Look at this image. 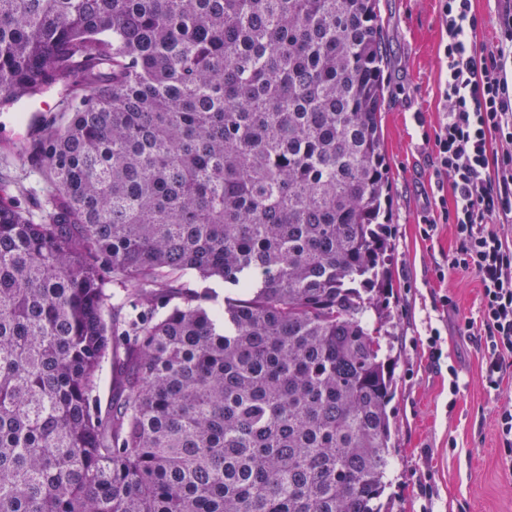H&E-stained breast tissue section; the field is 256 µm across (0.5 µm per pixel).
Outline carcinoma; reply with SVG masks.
I'll return each instance as SVG.
<instances>
[{
  "label": "carcinoma",
  "mask_w": 512,
  "mask_h": 512,
  "mask_svg": "<svg viewBox=\"0 0 512 512\" xmlns=\"http://www.w3.org/2000/svg\"><path fill=\"white\" fill-rule=\"evenodd\" d=\"M377 2L0 0V512H386ZM42 101H47L48 107L44 112H38L25 109V112L15 110L0 111V173L10 174L14 180L11 184L13 193L18 195L20 190L27 189L31 179H22L19 181L16 175L20 176L19 162L16 158V146L26 137L29 129L35 127L46 118L58 116L57 104L59 95L56 90L47 93ZM13 111V112H12Z\"/></svg>",
  "instance_id": "obj_1"
}]
</instances>
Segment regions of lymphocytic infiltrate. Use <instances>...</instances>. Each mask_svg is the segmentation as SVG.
<instances>
[{
	"label": "lymphocytic infiltrate",
	"mask_w": 512,
	"mask_h": 512,
	"mask_svg": "<svg viewBox=\"0 0 512 512\" xmlns=\"http://www.w3.org/2000/svg\"><path fill=\"white\" fill-rule=\"evenodd\" d=\"M440 2L448 33L447 120L433 151L435 174L449 180L454 194L450 219L457 248L448 267L479 279L478 315L460 318L458 332L478 335L482 378L496 393L512 364V243L500 231L512 222V8L503 9L500 43L486 54L473 41L478 18L472 0Z\"/></svg>",
	"instance_id": "1"
}]
</instances>
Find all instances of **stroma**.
I'll list each match as a JSON object with an SVG mask.
<instances>
[{
  "instance_id": "obj_1",
  "label": "stroma",
  "mask_w": 512,
  "mask_h": 512,
  "mask_svg": "<svg viewBox=\"0 0 512 512\" xmlns=\"http://www.w3.org/2000/svg\"><path fill=\"white\" fill-rule=\"evenodd\" d=\"M378 13L389 50L382 112L390 171L384 331L396 378L390 403L396 432L384 500L391 512H512V470L500 455L495 422L498 406L512 402V365L501 393L489 394L479 349L456 330L459 317L477 314L480 285L475 274L448 268L456 238L442 209L453 194L438 186L433 152L448 80L440 3L378 0ZM45 99L41 112L0 111V173L13 175L16 193L29 185L18 177L17 145L57 113V91ZM429 221L436 228L426 236ZM435 334L437 361L428 346ZM453 378L460 385L454 396L448 390Z\"/></svg>"
}]
</instances>
